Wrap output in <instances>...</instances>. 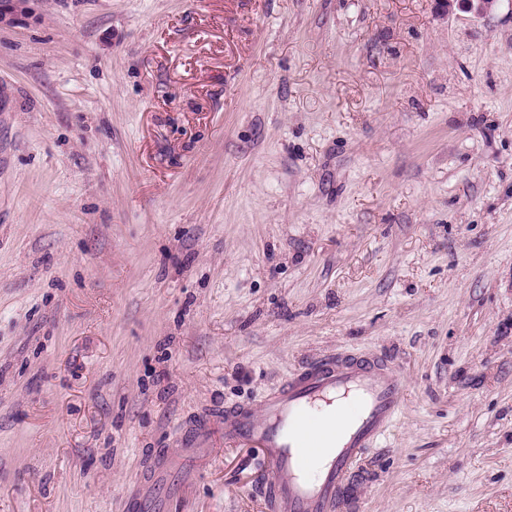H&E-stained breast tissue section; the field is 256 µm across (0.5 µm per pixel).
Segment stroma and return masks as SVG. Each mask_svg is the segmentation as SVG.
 <instances>
[{
  "mask_svg": "<svg viewBox=\"0 0 512 512\" xmlns=\"http://www.w3.org/2000/svg\"><path fill=\"white\" fill-rule=\"evenodd\" d=\"M379 351L347 512H512V0H0V512H267L185 423ZM499 0H436L438 6L448 11L454 5L461 11L475 16H484L491 13L497 7Z\"/></svg>",
  "mask_w": 512,
  "mask_h": 512,
  "instance_id": "1",
  "label": "stroma"
}]
</instances>
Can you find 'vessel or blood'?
Here are the masks:
<instances>
[{
  "label": "vessel or blood",
  "mask_w": 512,
  "mask_h": 512,
  "mask_svg": "<svg viewBox=\"0 0 512 512\" xmlns=\"http://www.w3.org/2000/svg\"><path fill=\"white\" fill-rule=\"evenodd\" d=\"M403 390L385 357L321 356L255 401L197 414L179 442L198 448L220 433L260 448L271 512H336L348 471L380 446Z\"/></svg>",
  "instance_id": "vessel-or-blood-1"
}]
</instances>
